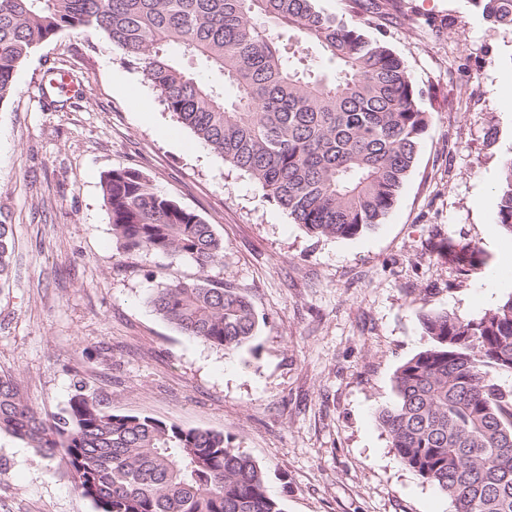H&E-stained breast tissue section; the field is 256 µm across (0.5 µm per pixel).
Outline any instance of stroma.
Wrapping results in <instances>:
<instances>
[{"label": "stroma", "instance_id": "obj_1", "mask_svg": "<svg viewBox=\"0 0 512 512\" xmlns=\"http://www.w3.org/2000/svg\"><path fill=\"white\" fill-rule=\"evenodd\" d=\"M364 30L399 57L431 115L397 200L352 239L318 238L179 127L137 68L91 31H63L15 73L0 103V215L15 253L0 284V373L42 413L84 380L113 412L221 432L264 470L285 512H454L399 462L380 426L398 367L427 345L421 307L477 317L512 295L493 277L502 166L512 158V33L470 0H373ZM65 71L78 90L49 87ZM144 102L135 109L133 99ZM141 171L198 214L224 256L119 253L101 179ZM479 242L466 281L438 253ZM205 277L250 299L254 338L227 351L184 335L148 303ZM0 512H96L64 465L0 433Z\"/></svg>", "mask_w": 512, "mask_h": 512}]
</instances>
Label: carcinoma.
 <instances>
[{
	"instance_id": "cac0c4a2",
	"label": "carcinoma",
	"mask_w": 512,
	"mask_h": 512,
	"mask_svg": "<svg viewBox=\"0 0 512 512\" xmlns=\"http://www.w3.org/2000/svg\"><path fill=\"white\" fill-rule=\"evenodd\" d=\"M320 2L0 0V102L16 93V69L42 43L92 30L140 66L179 125L295 223L352 238L394 205L430 116L403 61L365 34L367 0H348V19ZM470 2L512 32V0ZM186 57L214 79L199 80ZM102 191L122 253L190 258L201 273L223 257L212 225L155 192L140 171L104 174ZM497 224L512 236V158ZM12 237L0 221V281L10 275ZM440 252L464 279L485 264L476 242L450 238ZM149 303L182 333L226 351L255 334L247 297L201 277L168 282ZM419 317L429 344L398 368L397 401L379 416L392 447L455 512H512V387L497 378L512 372V295L476 318L433 309ZM1 432L48 459L62 451L96 512H284L232 437L114 413L82 381L62 412L45 416L0 374Z\"/></svg>"
}]
</instances>
